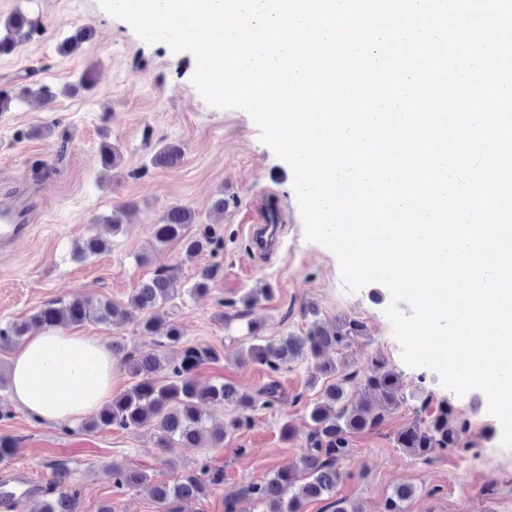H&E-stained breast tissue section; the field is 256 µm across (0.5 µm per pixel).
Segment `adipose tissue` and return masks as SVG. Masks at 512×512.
Wrapping results in <instances>:
<instances>
[{
	"label": "adipose tissue",
	"mask_w": 512,
	"mask_h": 512,
	"mask_svg": "<svg viewBox=\"0 0 512 512\" xmlns=\"http://www.w3.org/2000/svg\"><path fill=\"white\" fill-rule=\"evenodd\" d=\"M115 358L104 343L61 328L31 333L11 359L14 401L36 419L73 424L112 397ZM80 390H71L73 380Z\"/></svg>",
	"instance_id": "1"
}]
</instances>
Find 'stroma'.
Wrapping results in <instances>:
<instances>
[{"mask_svg":"<svg viewBox=\"0 0 512 512\" xmlns=\"http://www.w3.org/2000/svg\"><path fill=\"white\" fill-rule=\"evenodd\" d=\"M19 8L38 27L14 54L0 57V88L45 85L56 97L45 105L31 96L0 114V205L19 197L39 202L30 236L0 252V324L25 320L56 298L108 300L127 306V322L88 321L77 332L129 351L153 349L156 337L141 331L145 313L128 298L141 281L170 268L174 297L164 316L180 328L185 345L221 353L219 363L199 369V381L220 380L254 392L274 380L283 400L257 407L249 425L228 434L220 447L206 441L167 451L156 446L147 427L86 431L78 423L39 421L0 389V435L18 440L14 457L0 463V480L21 476L43 488L59 464L80 492L78 512H97L105 501L116 512H160L151 484L174 483L207 459L223 466L224 483L204 499L185 503L183 512H224L225 499L242 485L299 463L308 410L320 400L311 384L313 367L298 360L274 373L242 357L254 337L305 334L311 321L302 309L312 304L324 325L363 324L362 335L345 352L346 371L362 379L377 362H386L401 375L407 394L378 428L352 438L351 452L340 463L336 498L363 512H385L394 488L405 484L414 490L405 512H512V450L500 445L501 425L489 414L486 395L477 389L455 392L432 371L403 362L384 314L389 291L376 283L349 291L335 255L305 240L291 169L260 141L245 111L219 109L203 98L192 82L194 56L145 42L98 0H0V18ZM79 27L92 29V38L77 53L60 55V42ZM91 66L95 90L67 93V85ZM105 140L122 152L110 173L99 159ZM168 143L182 147L179 162L149 166L150 156ZM219 199L224 209L217 212L213 204ZM257 201L282 212L283 245L270 257L256 255L248 240L247 221ZM126 203L134 209L121 230L112 232L105 219ZM174 205L198 214L191 232L212 228L214 242L201 255L188 256L178 242L156 245L151 228ZM95 234L108 241V249L75 258L77 246ZM213 265L218 274L208 291L191 294L201 270ZM264 288L270 296L247 310L256 336L245 335L239 323L224 324L222 313L243 309L242 298ZM443 400L468 424L463 447L436 448L424 459L397 448L396 433L422 419V405L434 408ZM286 422L296 430L289 440L282 434ZM169 457L175 467L165 466ZM116 463L147 470L149 482L116 490L110 476Z\"/></svg>","mask_w":512,"mask_h":512,"instance_id":"1","label":"stroma"}]
</instances>
